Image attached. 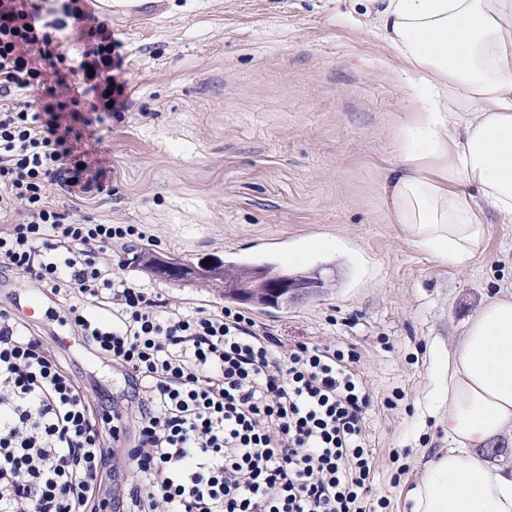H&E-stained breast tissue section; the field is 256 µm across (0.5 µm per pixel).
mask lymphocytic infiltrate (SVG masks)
Masks as SVG:
<instances>
[{
    "label": "lymphocytic infiltrate",
    "instance_id": "1",
    "mask_svg": "<svg viewBox=\"0 0 512 512\" xmlns=\"http://www.w3.org/2000/svg\"><path fill=\"white\" fill-rule=\"evenodd\" d=\"M91 47L61 53L65 32ZM87 0H0V267L64 304L126 405L91 402L52 348L0 309V512H384L351 345L286 343L250 313L192 307L103 266L135 224L59 210L48 188L103 191L96 127L126 109L123 58ZM78 82H70V75ZM89 101L92 116L80 104Z\"/></svg>",
    "mask_w": 512,
    "mask_h": 512
}]
</instances>
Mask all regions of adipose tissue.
<instances>
[{
  "label": "adipose tissue",
  "instance_id": "obj_1",
  "mask_svg": "<svg viewBox=\"0 0 512 512\" xmlns=\"http://www.w3.org/2000/svg\"><path fill=\"white\" fill-rule=\"evenodd\" d=\"M410 89L383 215L402 239L465 268L492 222L512 223V0H349ZM435 401L448 445L422 463L411 512H512V294L484 301L448 339Z\"/></svg>",
  "mask_w": 512,
  "mask_h": 512
}]
</instances>
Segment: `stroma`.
Masks as SVG:
<instances>
[{"instance_id":"stroma-1","label":"stroma","mask_w":512,"mask_h":512,"mask_svg":"<svg viewBox=\"0 0 512 512\" xmlns=\"http://www.w3.org/2000/svg\"><path fill=\"white\" fill-rule=\"evenodd\" d=\"M122 44L128 109L106 118L103 191L51 186L57 208L97 224H142L157 256L197 265L263 256L327 282L324 294L253 309L285 341L354 345L373 396L366 438L374 488L389 512L422 458L447 447L432 392L449 336L494 292L512 294V223L492 228L484 255L450 267L402 240L381 213L382 174L410 90L397 63L346 0H96ZM138 240L112 270L166 297L212 308L218 289L162 280L137 265ZM64 308L45 336L70 338L69 374L90 396L121 399L111 363L72 340ZM398 485H391L394 473Z\"/></svg>"}]
</instances>
